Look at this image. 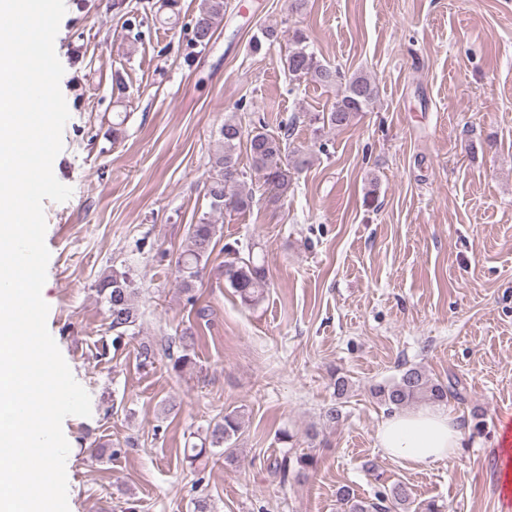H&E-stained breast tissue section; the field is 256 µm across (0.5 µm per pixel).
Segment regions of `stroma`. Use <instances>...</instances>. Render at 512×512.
<instances>
[{
  "label": "stroma",
  "mask_w": 512,
  "mask_h": 512,
  "mask_svg": "<svg viewBox=\"0 0 512 512\" xmlns=\"http://www.w3.org/2000/svg\"><path fill=\"white\" fill-rule=\"evenodd\" d=\"M200 2L173 13L162 0H65L55 38L70 118L53 173L73 193L44 203L42 296L92 409L63 422L70 512H195L202 498L211 512H340V487L367 501L398 481L442 512H512L488 451L512 417V0H308L299 13L289 0H225L205 47L191 41ZM271 24L305 30L321 63L372 75L374 110L315 132L308 114L336 91L294 85L283 48L252 51ZM232 114L246 130L263 116L274 134L299 116L293 144L311 162L278 204L257 181L249 212L216 217L200 319L174 259L208 210ZM236 239L265 258L270 286L254 305L224 280ZM114 270L141 289L152 367L135 347L109 349L95 285ZM185 350L191 365L174 370ZM410 366L462 392L446 404L465 428L458 454L419 468L378 447L386 411L371 394ZM338 375L352 388L331 425ZM230 411L234 460L190 466L184 448ZM283 430L315 460L284 484L270 471L289 450Z\"/></svg>",
  "instance_id": "obj_1"
}]
</instances>
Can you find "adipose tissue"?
Here are the masks:
<instances>
[{
  "instance_id": "adipose-tissue-1",
  "label": "adipose tissue",
  "mask_w": 512,
  "mask_h": 512,
  "mask_svg": "<svg viewBox=\"0 0 512 512\" xmlns=\"http://www.w3.org/2000/svg\"><path fill=\"white\" fill-rule=\"evenodd\" d=\"M463 428L443 408L426 406L388 416L376 438L384 452L411 466H427L456 456Z\"/></svg>"
}]
</instances>
